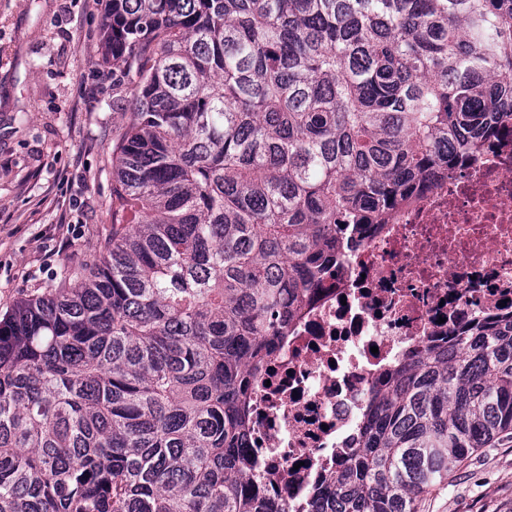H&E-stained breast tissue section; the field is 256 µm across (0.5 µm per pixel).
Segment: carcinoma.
<instances>
[{
  "label": "carcinoma",
  "mask_w": 512,
  "mask_h": 512,
  "mask_svg": "<svg viewBox=\"0 0 512 512\" xmlns=\"http://www.w3.org/2000/svg\"><path fill=\"white\" fill-rule=\"evenodd\" d=\"M112 234L0 318V512H275L249 368L341 238L512 118V0H108ZM512 439V312L386 376L313 512Z\"/></svg>",
  "instance_id": "carcinoma-1"
}]
</instances>
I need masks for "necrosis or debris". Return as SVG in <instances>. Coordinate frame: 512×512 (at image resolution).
Returning a JSON list of instances; mask_svg holds the SVG:
<instances>
[{
    "mask_svg": "<svg viewBox=\"0 0 512 512\" xmlns=\"http://www.w3.org/2000/svg\"><path fill=\"white\" fill-rule=\"evenodd\" d=\"M512 301V133L344 241L336 265L251 370L245 445L257 489L309 512L358 449L378 383Z\"/></svg>",
    "mask_w": 512,
    "mask_h": 512,
    "instance_id": "1",
    "label": "necrosis or debris"
}]
</instances>
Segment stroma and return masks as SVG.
<instances>
[{
    "label": "stroma",
    "mask_w": 512,
    "mask_h": 512,
    "mask_svg": "<svg viewBox=\"0 0 512 512\" xmlns=\"http://www.w3.org/2000/svg\"><path fill=\"white\" fill-rule=\"evenodd\" d=\"M102 0H0V314L105 256L111 67ZM421 512H512V441L469 454Z\"/></svg>",
    "instance_id": "stroma-1"
}]
</instances>
